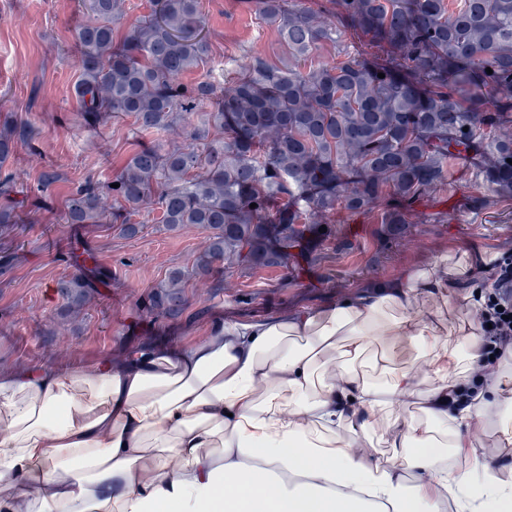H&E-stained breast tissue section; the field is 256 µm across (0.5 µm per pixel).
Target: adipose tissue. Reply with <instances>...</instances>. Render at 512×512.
I'll use <instances>...</instances> for the list:
<instances>
[{"mask_svg": "<svg viewBox=\"0 0 512 512\" xmlns=\"http://www.w3.org/2000/svg\"><path fill=\"white\" fill-rule=\"evenodd\" d=\"M467 265L117 363L0 375V512H512L511 468L447 462L481 428L512 444V364L448 407L483 359L478 318L448 340L449 299L492 285L491 257ZM385 428L390 456L366 459Z\"/></svg>", "mask_w": 512, "mask_h": 512, "instance_id": "1", "label": "adipose tissue"}]
</instances>
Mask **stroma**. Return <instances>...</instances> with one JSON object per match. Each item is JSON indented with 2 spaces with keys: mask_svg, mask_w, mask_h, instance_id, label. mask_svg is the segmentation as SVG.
<instances>
[{
  "mask_svg": "<svg viewBox=\"0 0 512 512\" xmlns=\"http://www.w3.org/2000/svg\"><path fill=\"white\" fill-rule=\"evenodd\" d=\"M201 8L206 64L185 75V84L207 78L210 66L219 63L231 70L253 56L274 63L284 57L279 34L260 18L256 0H201ZM86 20L83 0H0V128L25 125L30 131L1 167L15 181L10 204L16 215L9 230L0 229V252L15 256L11 267L0 270L1 373L38 364L118 361L125 349L150 339L197 340L218 320L248 321L336 302L444 255L455 262L475 248L498 257L512 252V200L469 210L468 196L493 197L494 191L452 161L444 182L415 207L410 232L387 250L378 248L377 213L339 208L321 221L352 241L348 253H337L330 242L310 266L189 279L180 323L157 317L145 308V296L170 269H191L209 232L196 226L168 231L155 211L140 213L143 231L132 239L108 223H66V204L79 183L89 177L111 182L139 146L180 138L168 131L134 134L125 116L94 130L83 126L74 85L81 70L77 32ZM48 170L61 179L43 191L39 180ZM86 250L109 269L110 281L73 326L58 316L54 283L80 272L77 257Z\"/></svg>",
  "mask_w": 512,
  "mask_h": 512,
  "instance_id": "stroma-1",
  "label": "stroma"
}]
</instances>
